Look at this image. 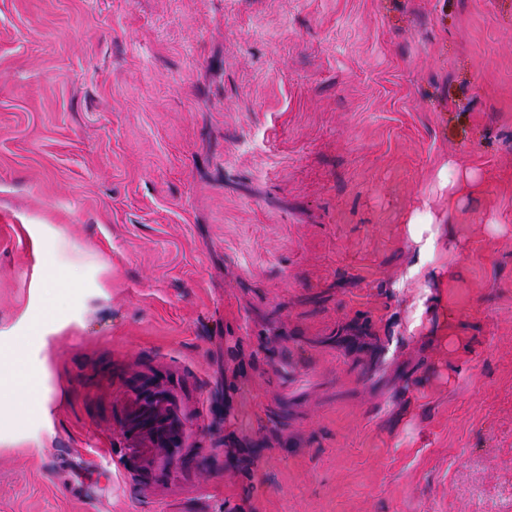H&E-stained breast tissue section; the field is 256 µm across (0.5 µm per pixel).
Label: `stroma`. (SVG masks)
I'll list each match as a JSON object with an SVG mask.
<instances>
[{
	"label": "stroma",
	"instance_id": "obj_1",
	"mask_svg": "<svg viewBox=\"0 0 512 512\" xmlns=\"http://www.w3.org/2000/svg\"><path fill=\"white\" fill-rule=\"evenodd\" d=\"M480 194L448 209V163ZM450 214L424 290L403 219ZM0 325L101 267L0 512H512V0H0ZM457 331L411 322L424 293ZM168 392L192 483L147 491Z\"/></svg>",
	"mask_w": 512,
	"mask_h": 512
}]
</instances>
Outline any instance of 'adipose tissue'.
I'll return each mask as SVG.
<instances>
[{
    "label": "adipose tissue",
    "instance_id": "adipose-tissue-1",
    "mask_svg": "<svg viewBox=\"0 0 512 512\" xmlns=\"http://www.w3.org/2000/svg\"><path fill=\"white\" fill-rule=\"evenodd\" d=\"M406 224L418 245L413 275L426 282L443 272L452 279L460 275L445 221L418 210ZM27 231L37 260L30 301L14 323L0 328V447L4 448H40L53 435L47 351L63 330L77 322L84 300L93 293L91 274L96 269L54 225L31 224ZM440 256L446 257V265L437 264Z\"/></svg>",
    "mask_w": 512,
    "mask_h": 512
}]
</instances>
